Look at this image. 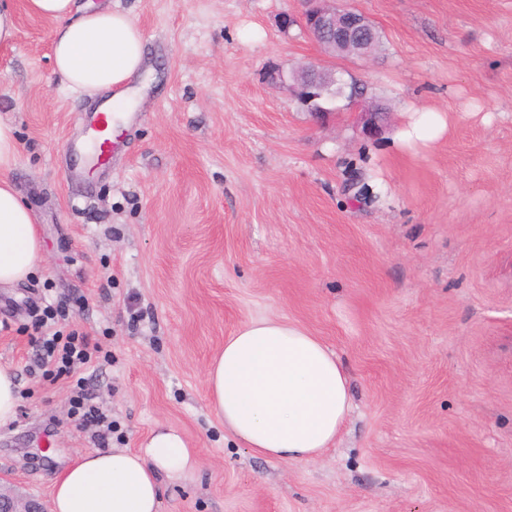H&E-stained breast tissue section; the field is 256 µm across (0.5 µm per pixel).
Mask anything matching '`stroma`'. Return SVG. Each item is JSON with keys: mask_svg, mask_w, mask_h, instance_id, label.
I'll list each match as a JSON object with an SVG mask.
<instances>
[{"mask_svg": "<svg viewBox=\"0 0 512 512\" xmlns=\"http://www.w3.org/2000/svg\"><path fill=\"white\" fill-rule=\"evenodd\" d=\"M147 50L107 167L83 148L93 100L53 76L51 22L18 14L0 48V119L44 256L0 288V364L18 378L0 477L50 505L56 475L95 449L69 383L32 365V318L66 305L108 351L86 376L142 448L178 431L194 471L162 512H512V0H339L382 37L331 55L302 0H114ZM336 68L387 108L315 121L264 77ZM448 135L392 146L408 105ZM285 319L345 364L350 419L309 461L255 455L211 411L206 368L253 319Z\"/></svg>", "mask_w": 512, "mask_h": 512, "instance_id": "35a3bbf8", "label": "stroma"}]
</instances>
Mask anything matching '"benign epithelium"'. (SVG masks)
I'll list each match as a JSON object with an SVG mask.
<instances>
[{
    "label": "benign epithelium",
    "mask_w": 512,
    "mask_h": 512,
    "mask_svg": "<svg viewBox=\"0 0 512 512\" xmlns=\"http://www.w3.org/2000/svg\"><path fill=\"white\" fill-rule=\"evenodd\" d=\"M303 2L305 9L301 24L314 41L340 55H370L379 32L367 17L336 5V0ZM266 80L289 90L306 111L319 119L339 110L335 103L344 100L346 107H358L359 122L364 131L372 133L382 128L386 116L383 108L366 102L368 91L357 83L347 82L334 68L310 63L288 72L271 66L266 71ZM0 512H44V509L33 499L0 492Z\"/></svg>",
    "instance_id": "obj_1"
}]
</instances>
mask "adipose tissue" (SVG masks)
<instances>
[{
	"label": "adipose tissue",
	"mask_w": 512,
	"mask_h": 512,
	"mask_svg": "<svg viewBox=\"0 0 512 512\" xmlns=\"http://www.w3.org/2000/svg\"><path fill=\"white\" fill-rule=\"evenodd\" d=\"M53 24L54 75L89 98L110 93L104 109L124 113L130 84L145 69V42L133 16L111 0H0V47L17 34V10ZM447 113L418 110L394 144L419 150L443 139ZM14 128L0 120V286L21 283L42 258L34 216L10 173L17 163ZM208 401L224 427L253 453L301 461L329 448L346 425L352 396L338 357L304 328L256 319L229 336L206 371ZM195 461L174 430L152 433L140 452L94 451L64 469L52 492L53 512H161L160 477L185 476Z\"/></svg>",
	"instance_id": "obj_1"
}]
</instances>
